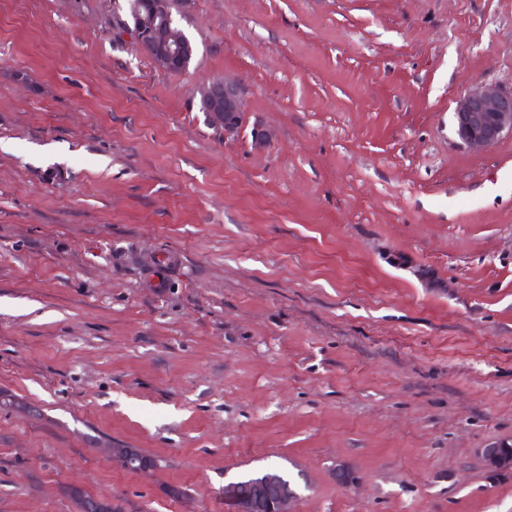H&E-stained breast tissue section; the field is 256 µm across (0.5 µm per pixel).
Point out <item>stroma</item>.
<instances>
[{"label": "stroma", "mask_w": 512, "mask_h": 512, "mask_svg": "<svg viewBox=\"0 0 512 512\" xmlns=\"http://www.w3.org/2000/svg\"><path fill=\"white\" fill-rule=\"evenodd\" d=\"M174 75L112 0H0V512H512V0H188ZM231 77L257 149L198 110ZM175 263L153 287L146 257ZM157 462L133 474L109 447ZM344 462L359 480L338 487ZM454 129L458 143L472 151L496 145L512 137V87L479 83L457 101ZM481 458L485 468L495 474L512 473V457L502 452L498 446L482 448ZM227 485L224 486V499L236 503L237 512L294 511L293 487L275 474H265L244 488Z\"/></svg>", "instance_id": "1"}]
</instances>
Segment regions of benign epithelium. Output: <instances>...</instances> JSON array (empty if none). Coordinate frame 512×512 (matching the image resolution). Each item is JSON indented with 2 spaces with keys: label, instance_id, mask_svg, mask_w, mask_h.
<instances>
[{
  "label": "benign epithelium",
  "instance_id": "7a95c632",
  "mask_svg": "<svg viewBox=\"0 0 512 512\" xmlns=\"http://www.w3.org/2000/svg\"><path fill=\"white\" fill-rule=\"evenodd\" d=\"M171 0H145L143 11L128 18L120 0L114 10L121 32L130 35L161 69L173 73L186 64L191 54L189 40L172 17ZM206 119L226 137H235L246 126L243 88L234 79H216L202 88ZM454 129L458 143L472 151L491 148L506 136L512 137V87L479 83L457 101ZM125 468L135 473L149 470L136 448H112ZM485 468L495 474L512 473V456L492 446L481 450ZM224 499L236 503V512H294L295 491L275 474H265L241 488L224 486Z\"/></svg>",
  "mask_w": 512,
  "mask_h": 512
}]
</instances>
